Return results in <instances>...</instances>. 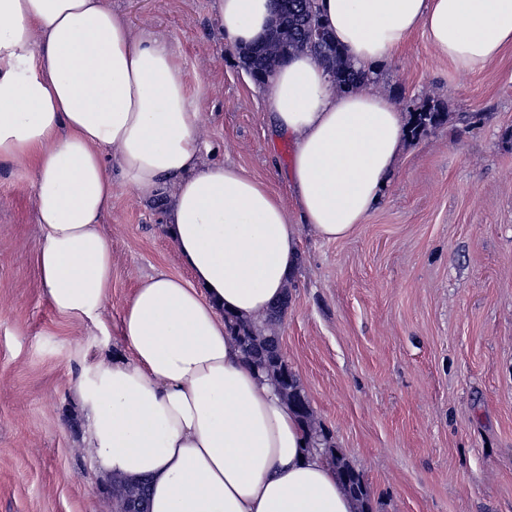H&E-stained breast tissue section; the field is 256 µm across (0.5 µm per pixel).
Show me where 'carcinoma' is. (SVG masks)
Segmentation results:
<instances>
[{"mask_svg": "<svg viewBox=\"0 0 512 512\" xmlns=\"http://www.w3.org/2000/svg\"><path fill=\"white\" fill-rule=\"evenodd\" d=\"M314 0H284V6L278 16L277 27L288 32V43L279 51H271L268 46L250 47L245 52L246 64L254 70L267 74L273 68L275 59L285 57L301 49L320 58L334 74L336 86L343 92L359 88L368 81V73L356 68L345 59L343 53L333 43L329 35L315 44H309L304 38L309 12L315 11ZM448 120V113L433 105L422 108L410 115V133L415 136L428 129L436 128ZM237 340L245 357L263 371L276 384L280 394L288 401L307 427L308 445L319 449L330 459L341 482L350 494L360 503L359 512H368L367 503L370 490L363 479L344 455L337 454L327 433L315 425L308 411V401L302 392L297 376L288 368L279 346V337L272 334L269 326L249 323H234ZM131 500L140 503L139 512H148V489L146 483L139 481L127 488Z\"/></svg>", "mask_w": 512, "mask_h": 512, "instance_id": "obj_1", "label": "carcinoma"}]
</instances>
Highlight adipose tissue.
Listing matches in <instances>:
<instances>
[{
  "mask_svg": "<svg viewBox=\"0 0 512 512\" xmlns=\"http://www.w3.org/2000/svg\"><path fill=\"white\" fill-rule=\"evenodd\" d=\"M357 68L423 30L440 56L481 67L512 45V0H318ZM230 43L268 42L273 0H214ZM265 119L293 139V209L267 182L212 159L181 57L104 0H0V163L31 171L39 269L53 309L97 329L112 290L100 229L116 187L164 201L162 230L188 277L139 282L117 335L125 352L82 367L69 390L97 474L148 479L150 512H357L329 460L230 320L261 322L294 277L302 230L350 236L378 203L407 116L367 87L337 91L305 51L277 64Z\"/></svg>",
  "mask_w": 512,
  "mask_h": 512,
  "instance_id": "ef3b65f1",
  "label": "adipose tissue"
}]
</instances>
